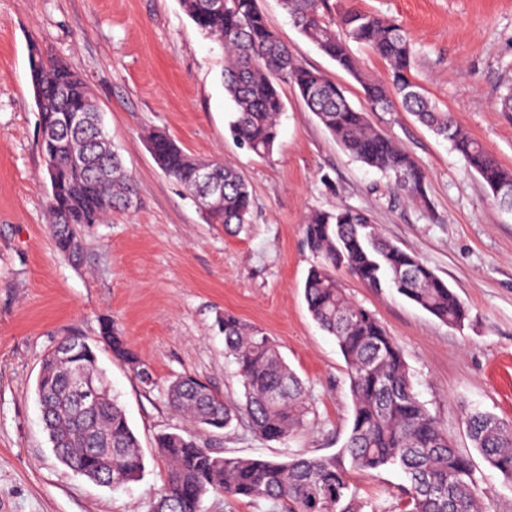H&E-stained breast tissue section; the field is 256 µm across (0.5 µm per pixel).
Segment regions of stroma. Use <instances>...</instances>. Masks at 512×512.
I'll return each mask as SVG.
<instances>
[{
    "mask_svg": "<svg viewBox=\"0 0 512 512\" xmlns=\"http://www.w3.org/2000/svg\"><path fill=\"white\" fill-rule=\"evenodd\" d=\"M399 20L416 48L414 79L458 125L512 170V114L496 107L512 83V0H355ZM303 64L363 106L359 81L293 26L280 0H259ZM63 60L90 88L105 129L135 179L134 210L87 227L80 264L54 248L49 183L29 72L32 46ZM224 50L200 33L179 0H0V512H146L161 488L159 434L192 435L225 456L282 461L330 456L352 424L349 373L333 337L311 318L301 284L314 258L304 227L316 211L367 213L382 237L411 249L468 306L454 328L400 295L337 271L347 296L372 311L401 345L420 400L467 455L487 512H512V482L490 468L465 425L479 409L512 420V211L495 205L449 143L404 111L369 122L426 174L428 207L400 199L388 179L346 154L291 86L272 157L228 131ZM164 132L188 154L235 165L253 190L251 223L230 234L155 163L147 137ZM233 313L275 340L302 380L307 426L268 441L233 423L213 434L168 405L171 381L190 375L241 398L218 317ZM112 320L152 374L139 382L99 348L102 369L144 458L139 481L106 487L67 468L43 429L35 381L67 331L97 342ZM361 498L394 512L405 483L395 469L352 471Z\"/></svg>",
    "mask_w": 512,
    "mask_h": 512,
    "instance_id": "stroma-1",
    "label": "stroma"
}]
</instances>
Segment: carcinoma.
<instances>
[{"instance_id": "cac0c4a2", "label": "carcinoma", "mask_w": 512, "mask_h": 512, "mask_svg": "<svg viewBox=\"0 0 512 512\" xmlns=\"http://www.w3.org/2000/svg\"><path fill=\"white\" fill-rule=\"evenodd\" d=\"M197 29L224 46V91L234 104L231 135L260 157L272 155L285 110L282 85L296 89L307 109L336 142L364 165L383 173L414 205H428L426 175L414 158L373 128L369 112L400 106L436 136L447 140L482 179L500 207L512 200L498 193L512 187V171L440 110L415 82L414 43L400 23L356 6L333 21L326 0H281L298 31L345 72L361 82L366 106L356 108L344 89L321 70L305 66L272 31L258 0H179ZM370 49L388 65L385 81L366 79L351 44ZM31 81L40 112L41 152L55 160L50 186L49 231L56 250L68 260L82 258L79 230L101 224L114 209L136 196L135 181L101 123L85 81L62 60L36 48ZM64 112H82L80 127L60 122ZM160 169L195 199H209L207 222L240 232L251 221L252 188L238 169L223 161H201L162 133L149 136ZM208 166L216 192L198 180ZM306 244L315 261L303 284L307 308L332 336L349 372L353 421L343 448L328 457L294 454L284 461L224 456L191 436L163 433L155 447L166 462L162 488L150 497L148 512H201L209 493L267 501L278 512H364L350 482L353 470L394 468L406 479L398 494L399 512H482L480 485L468 457L419 400L398 343L368 309L346 296L336 278L344 268L374 289L394 288L441 322L462 326L468 307L416 252L382 238L366 214L350 208L312 213ZM225 354L237 365L244 401L228 402L191 375L167 388L171 409L203 430H222L246 420L263 439L284 440L307 425L302 382L288 367L275 342L232 314L219 321ZM81 356L70 363L45 357L35 382L42 421L55 453L71 470L106 486L139 479L144 460L125 411L109 390L99 367L98 346L70 333ZM100 344L128 364L143 384L150 369L107 319ZM92 371L106 387L96 411H80L67 381L79 369ZM468 436L490 467L512 481V422L475 410L466 417Z\"/></svg>"}]
</instances>
